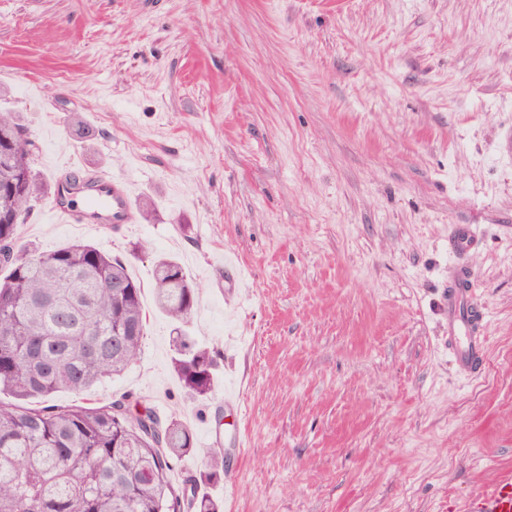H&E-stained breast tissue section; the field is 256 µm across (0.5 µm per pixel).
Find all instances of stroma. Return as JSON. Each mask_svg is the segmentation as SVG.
Returning a JSON list of instances; mask_svg holds the SVG:
<instances>
[{"mask_svg":"<svg viewBox=\"0 0 512 512\" xmlns=\"http://www.w3.org/2000/svg\"><path fill=\"white\" fill-rule=\"evenodd\" d=\"M0 113L44 183L99 168L151 201L119 237L51 223L48 195L21 239L129 257L147 334L87 397L223 452L224 512H467L512 473V0H0ZM452 224L482 231L474 379L440 306ZM227 253L251 273L234 315ZM162 257L200 287L187 323L155 307ZM180 335L214 357L210 398L173 370Z\"/></svg>","mask_w":512,"mask_h":512,"instance_id":"35a3bbf8","label":"stroma"}]
</instances>
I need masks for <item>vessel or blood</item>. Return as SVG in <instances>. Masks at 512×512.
Wrapping results in <instances>:
<instances>
[{
    "label": "vessel or blood",
    "mask_w": 512,
    "mask_h": 512,
    "mask_svg": "<svg viewBox=\"0 0 512 512\" xmlns=\"http://www.w3.org/2000/svg\"><path fill=\"white\" fill-rule=\"evenodd\" d=\"M75 205L57 203L51 209L55 224L78 226L131 224L132 183L99 171H82L71 181ZM480 242L474 224H453L448 232V252L455 262L448 273L444 304L448 309V352L457 371L476 375L486 364L489 311L475 297V278L465 258ZM468 512H512V475L487 484L469 503Z\"/></svg>",
    "instance_id": "obj_1"
}]
</instances>
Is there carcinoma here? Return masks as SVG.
Here are the masks:
<instances>
[{"label": "carcinoma", "instance_id": "cac0c4a2", "mask_svg": "<svg viewBox=\"0 0 512 512\" xmlns=\"http://www.w3.org/2000/svg\"><path fill=\"white\" fill-rule=\"evenodd\" d=\"M34 143L0 114V512H220L200 493L224 471V456L200 451L190 428L134 414L126 399L56 406L137 360L147 317L127 261L85 243L27 249L19 227L47 194L32 167ZM155 305L185 323L196 289L174 259L154 268ZM120 328L121 336L112 331ZM174 370L194 397L213 391L210 351L180 339ZM198 454L199 476L173 485L171 461Z\"/></svg>", "mask_w": 512, "mask_h": 512}]
</instances>
